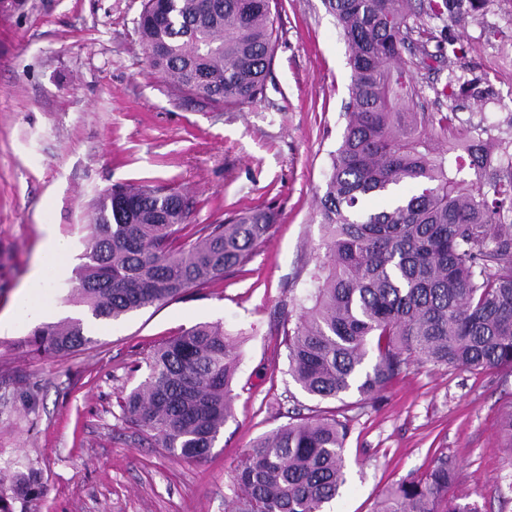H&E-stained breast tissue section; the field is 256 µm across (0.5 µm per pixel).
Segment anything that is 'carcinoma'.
<instances>
[{"mask_svg":"<svg viewBox=\"0 0 512 512\" xmlns=\"http://www.w3.org/2000/svg\"><path fill=\"white\" fill-rule=\"evenodd\" d=\"M486 2L325 0L349 53L347 125L318 202L324 255L283 330L288 375L320 403L371 399L415 362L512 370V161L495 165L488 142L456 126L454 108L416 110L415 71L457 53L448 22ZM272 4L144 0L137 29L175 95L228 111L265 95L278 39ZM459 91L489 95L476 79ZM192 209L167 187H113L88 225L72 296L94 319L116 321L224 279L274 223L254 209L199 226L188 223ZM90 342L79 320L31 338L55 354ZM238 364L221 324H197L134 367L143 380L122 398L123 414L152 447L201 460L233 416ZM346 435V423L310 415L258 437L236 466L231 512H325L347 485ZM454 476L441 456L425 477L388 488L376 512H481L448 494ZM8 490L24 494V475L0 486V512Z\"/></svg>","mask_w":512,"mask_h":512,"instance_id":"carcinoma-1","label":"carcinoma"}]
</instances>
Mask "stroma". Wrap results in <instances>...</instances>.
Listing matches in <instances>:
<instances>
[{"mask_svg":"<svg viewBox=\"0 0 512 512\" xmlns=\"http://www.w3.org/2000/svg\"><path fill=\"white\" fill-rule=\"evenodd\" d=\"M143 0H0V467L35 469L37 492L12 512H226L234 468L261 434L321 408L348 426L349 484L336 512H375L386 488L425 475L440 454L457 466L451 495L512 512L503 418L512 371L411 364L368 401L316 403L287 375L283 311L318 263L317 200L343 137L351 69L324 0H279L265 95L227 112L172 95L137 32ZM461 46L416 79L423 111L455 107L512 153V0H488L450 27ZM486 82L479 101L447 98L450 76ZM169 184L193 198L194 224L253 208L275 212L269 241L224 280L117 321L71 299L94 204L115 184ZM70 249L46 270L41 322L14 317L45 226ZM82 319L90 342L38 354L39 323ZM200 323L243 335L234 416L205 459L145 443L120 393L136 387L159 344Z\"/></svg>","mask_w":512,"mask_h":512,"instance_id":"35a3bbf8","label":"stroma"}]
</instances>
